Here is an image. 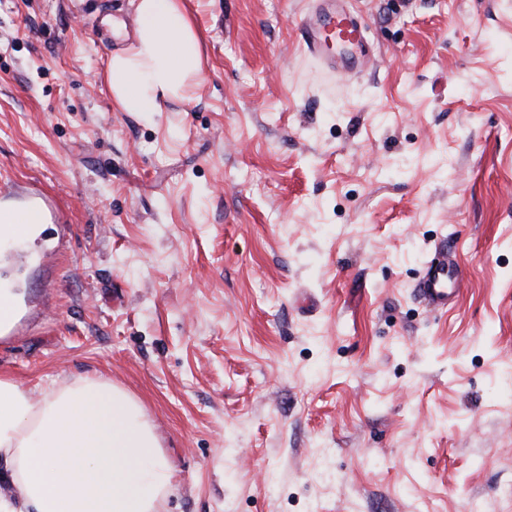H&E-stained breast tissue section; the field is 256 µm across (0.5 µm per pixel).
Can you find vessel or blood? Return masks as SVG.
Listing matches in <instances>:
<instances>
[{
    "mask_svg": "<svg viewBox=\"0 0 512 512\" xmlns=\"http://www.w3.org/2000/svg\"><path fill=\"white\" fill-rule=\"evenodd\" d=\"M301 43L306 53L320 68L336 81L346 73L358 69L360 62L354 47L366 38V31L351 11L337 7L335 0H320L299 25ZM47 200L39 190L21 191L11 182L0 183V227L14 228L22 224L24 216L40 209ZM464 279L447 246H440L436 262L428 264L417 283V292L431 308H447L449 301L459 293Z\"/></svg>",
    "mask_w": 512,
    "mask_h": 512,
    "instance_id": "b4317fda",
    "label": "vessel or blood"
}]
</instances>
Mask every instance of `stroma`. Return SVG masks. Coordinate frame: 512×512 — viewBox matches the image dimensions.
I'll return each mask as SVG.
<instances>
[{
  "mask_svg": "<svg viewBox=\"0 0 512 512\" xmlns=\"http://www.w3.org/2000/svg\"><path fill=\"white\" fill-rule=\"evenodd\" d=\"M187 2L204 78L142 114L102 81L130 0H0V178L60 214L0 257V376L135 398L159 512H512V0H345L339 88L311 0ZM301 19V43L331 81L358 69L359 58L353 48L366 40V31L358 17L334 0H320ZM335 48L336 52H333ZM464 280L462 268L457 264L448 246L438 247L437 262L428 264L417 283L421 299L433 309L448 308V302L457 297Z\"/></svg>",
  "mask_w": 512,
  "mask_h": 512,
  "instance_id": "obj_1",
  "label": "stroma"
}]
</instances>
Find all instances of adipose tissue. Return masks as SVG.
I'll use <instances>...</instances> for the list:
<instances>
[{"instance_id": "adipose-tissue-1", "label": "adipose tissue", "mask_w": 512, "mask_h": 512, "mask_svg": "<svg viewBox=\"0 0 512 512\" xmlns=\"http://www.w3.org/2000/svg\"><path fill=\"white\" fill-rule=\"evenodd\" d=\"M131 44L103 82L119 112L149 114L189 98L203 79L186 0H132ZM171 465L138 403L111 381L77 376L33 398L0 377V512H158Z\"/></svg>"}]
</instances>
